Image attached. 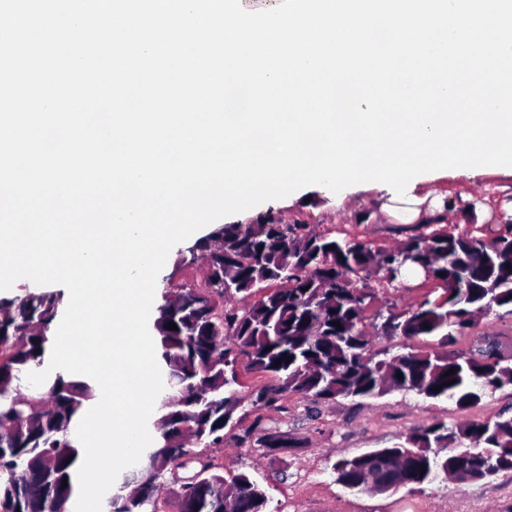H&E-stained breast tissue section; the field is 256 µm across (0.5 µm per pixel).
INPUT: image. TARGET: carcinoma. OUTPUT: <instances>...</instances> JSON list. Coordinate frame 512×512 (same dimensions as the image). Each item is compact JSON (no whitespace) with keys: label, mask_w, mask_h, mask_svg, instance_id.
<instances>
[{"label":"carcinoma","mask_w":512,"mask_h":512,"mask_svg":"<svg viewBox=\"0 0 512 512\" xmlns=\"http://www.w3.org/2000/svg\"><path fill=\"white\" fill-rule=\"evenodd\" d=\"M401 246V252L373 249L271 216L224 224L198 239L192 252L211 258L210 282L168 288L156 308V356L165 379L176 378V388L160 400L161 425L148 449L156 469L125 474L107 498L112 512H161L165 474L189 461L199 470L183 483L178 512H266V492L250 474L227 479L204 458V449L224 443V410L242 402L231 366L241 358L249 370L273 379L252 394L260 407L290 393L319 404L400 390L465 409L512 386V359H494L495 341L485 336L474 350L455 348L475 326V314L506 307L512 313V223L493 237L479 228L455 233L425 224ZM423 266L442 289L441 299L381 313L376 333H368L363 315L372 292L363 282L375 276L395 288L406 271ZM258 292L261 298L247 310L227 305L234 295ZM62 299L61 292L44 289L0 300V512H71L78 491L81 444L74 428L96 398L94 382L56 370L37 391H25L26 374L49 364ZM171 322L177 329H168ZM381 336L403 339L401 349L373 351ZM426 337L438 338L442 349L415 348L413 342ZM439 385L441 391H433ZM376 455L337 460L336 482L372 493L362 483L368 468L378 470L383 483L399 480L411 488L456 471L472 483L512 473V411L483 423L428 424ZM228 481L246 485L249 497L225 501Z\"/></svg>","instance_id":"1"}]
</instances>
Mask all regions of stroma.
Listing matches in <instances>:
<instances>
[{"instance_id": "obj_1", "label": "stroma", "mask_w": 512, "mask_h": 512, "mask_svg": "<svg viewBox=\"0 0 512 512\" xmlns=\"http://www.w3.org/2000/svg\"><path fill=\"white\" fill-rule=\"evenodd\" d=\"M421 191L467 202L477 207L483 223L489 225L512 219L511 169H483L470 176L451 173L424 183ZM379 195V190L369 185L350 186L337 193L313 185L227 216L226 221L246 224L268 213L291 224L353 237L374 248L389 247L403 240L406 232L403 225L380 212ZM200 283L201 271L188 243L176 245L157 279V290ZM367 285L374 290L365 311L369 324L375 323L380 312L416 307L429 291L417 280L398 289L382 287L375 278ZM483 336L494 339L503 353L512 355V314L502 309L480 319L459 338L458 346L463 350L472 348ZM237 373L245 423L261 420L264 434L288 435L296 446L274 458L257 443L240 447L228 438L220 447L209 449L208 454L219 471L250 472L267 492L268 512H512L511 474L479 483L438 480L413 492L402 488L368 494L344 489L337 484L332 469L338 459L390 446L397 437L417 427L494 418L501 410L512 408V386L464 410L445 399L437 401L403 392L374 399L339 398L317 406L302 395L291 394L283 400L281 409L273 410L250 403L253 392L269 384V377L250 371L242 361L237 364Z\"/></svg>"}]
</instances>
